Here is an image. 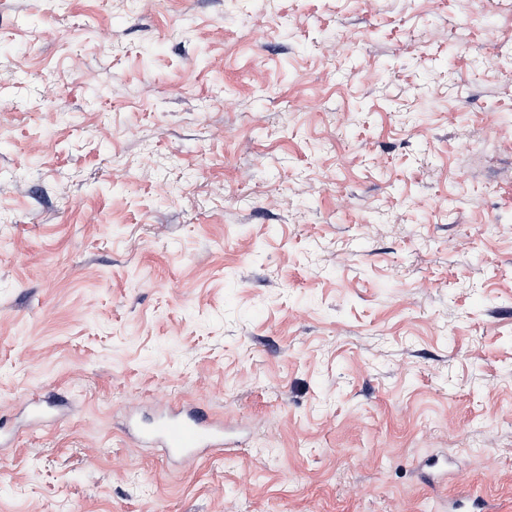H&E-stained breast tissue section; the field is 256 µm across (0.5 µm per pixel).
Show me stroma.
I'll use <instances>...</instances> for the list:
<instances>
[{
  "instance_id": "1",
  "label": "stroma",
  "mask_w": 512,
  "mask_h": 512,
  "mask_svg": "<svg viewBox=\"0 0 512 512\" xmlns=\"http://www.w3.org/2000/svg\"><path fill=\"white\" fill-rule=\"evenodd\" d=\"M0 423V512H512V0H0ZM137 446L145 442L165 448L168 455L189 462L200 452L224 446V425L213 424L199 408L170 410L152 418Z\"/></svg>"
}]
</instances>
